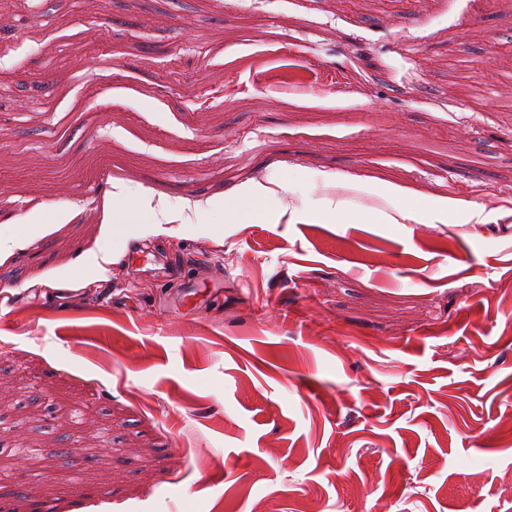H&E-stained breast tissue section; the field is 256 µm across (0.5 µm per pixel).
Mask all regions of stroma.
I'll return each mask as SVG.
<instances>
[{
  "instance_id": "1",
  "label": "stroma",
  "mask_w": 512,
  "mask_h": 512,
  "mask_svg": "<svg viewBox=\"0 0 512 512\" xmlns=\"http://www.w3.org/2000/svg\"><path fill=\"white\" fill-rule=\"evenodd\" d=\"M511 70L512 0L6 5L0 512H512Z\"/></svg>"
}]
</instances>
